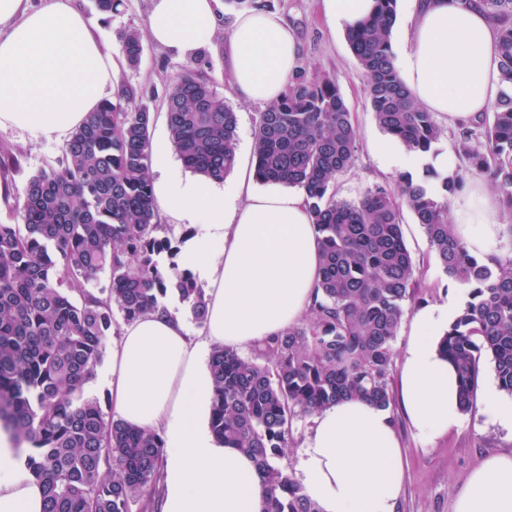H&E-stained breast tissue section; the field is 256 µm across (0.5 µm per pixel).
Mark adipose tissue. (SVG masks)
I'll return each mask as SVG.
<instances>
[{
	"label": "adipose tissue",
	"instance_id": "ef3b65f1",
	"mask_svg": "<svg viewBox=\"0 0 512 512\" xmlns=\"http://www.w3.org/2000/svg\"><path fill=\"white\" fill-rule=\"evenodd\" d=\"M225 31L231 88L247 103L285 93L302 56L295 30L265 10L222 20L219 0H151L147 35L185 59ZM498 27L476 0H413L412 24L393 44L402 82L451 124L496 106ZM116 60L76 0H0V130L33 142H65L115 92ZM153 191L168 224L194 228L184 246L205 286L207 320L192 334L173 312L146 313L113 340L102 382L114 415L157 432L165 444L162 512H262L252 460L209 429L214 348L235 350L300 323L319 279L320 243L299 187L255 191L248 176L216 185L181 175L164 143L153 147ZM496 195L469 180L453 222L476 256L499 252ZM459 312L456 298L418 310L402 356L400 406L418 436L443 435L461 417L457 378L438 352ZM25 454L0 430V512H43V492ZM296 480L320 512H396L403 450L388 411L344 400L315 413L299 450ZM454 512H512V452L488 456L454 497Z\"/></svg>",
	"mask_w": 512,
	"mask_h": 512
}]
</instances>
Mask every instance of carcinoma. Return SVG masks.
Here are the masks:
<instances>
[{"label":"carcinoma","instance_id":"obj_1","mask_svg":"<svg viewBox=\"0 0 512 512\" xmlns=\"http://www.w3.org/2000/svg\"><path fill=\"white\" fill-rule=\"evenodd\" d=\"M398 0H376L349 32L367 77L378 127L407 152L427 155L441 138L426 111L399 80L390 37ZM499 26L498 79L504 90L477 128L455 137L466 171L483 177L512 218V0H479ZM139 30L125 32L122 55L139 65ZM123 88L88 113L58 165L26 182L19 224H0V426L27 445L26 465L41 483L44 512H130L135 496L161 495L164 441L106 417L84 396L106 350L114 312L130 322L161 308L172 294L192 321L205 324L204 289L191 271L160 256L173 253L157 220L149 171L151 113L125 103ZM169 135L184 166L224 182L237 156V113L212 82L187 67L166 96ZM357 129L336 83L296 75L284 97L258 113L254 175L262 184L305 189L321 244L316 298L306 318L257 346L255 356L216 348L211 426L224 444L250 455L265 490L263 512H320L282 464L293 420L343 398L388 410L390 375L404 305L420 271L402 232L409 210L448 279L468 301L441 350L456 369L461 411H471L487 358L501 391L512 395V256L477 257L449 221L464 174L431 165L396 187L376 184L363 198L337 197L355 161ZM15 157L0 155V187L10 197ZM108 274L106 287L100 275Z\"/></svg>","mask_w":512,"mask_h":512}]
</instances>
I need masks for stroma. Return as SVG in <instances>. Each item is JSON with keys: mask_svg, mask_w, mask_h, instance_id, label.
<instances>
[{"mask_svg": "<svg viewBox=\"0 0 512 512\" xmlns=\"http://www.w3.org/2000/svg\"><path fill=\"white\" fill-rule=\"evenodd\" d=\"M149 4L150 0H124L119 12L101 14L96 12L93 0H77L78 7L94 18L101 39L116 55L121 52L123 30L145 27ZM265 4L267 11L283 16L295 29L303 49L301 72L311 77L322 74L332 77L353 114L357 152L353 168L338 184L339 198L356 201L374 185L394 184V176L382 172L373 158V146L382 139L383 132L373 119L366 96V75L345 33L330 29L321 14L319 0H265ZM196 59L198 72L214 83L237 114L238 164L253 167L252 143L261 105L244 103L234 97L227 62L215 45L201 49ZM185 67L184 59L149 43L137 68L124 66L119 70L118 83L136 88L137 104L148 107L152 113L151 141L169 138L165 96L170 82ZM1 151L10 152L19 161V170L12 176L13 193L17 196L21 195L31 175L63 157L62 144L34 143L19 131H0ZM402 230L406 245L420 267L422 286L414 300L406 304L395 342V351L399 354L411 341L409 328L414 313L453 291L451 281L442 272L423 229L412 214H405ZM390 414L404 450L405 478L398 512H452L456 488L483 458L494 452L512 450V432L486 423L477 407L464 413L458 426L431 443L417 436L400 405H393Z\"/></svg>", "mask_w": 512, "mask_h": 512, "instance_id": "1", "label": "stroma"}]
</instances>
